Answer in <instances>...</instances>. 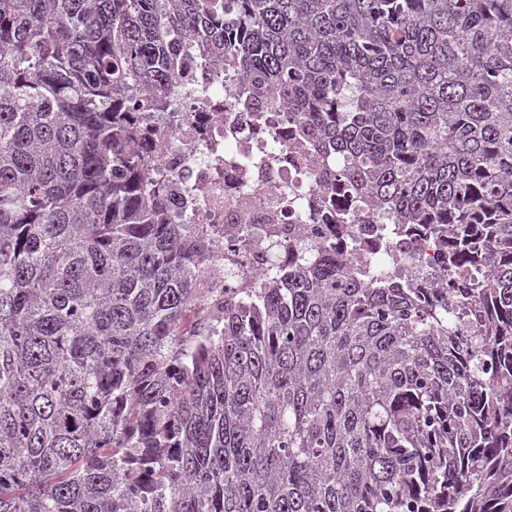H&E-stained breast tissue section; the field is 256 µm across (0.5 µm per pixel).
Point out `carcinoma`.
<instances>
[{
    "instance_id": "obj_1",
    "label": "carcinoma",
    "mask_w": 512,
    "mask_h": 512,
    "mask_svg": "<svg viewBox=\"0 0 512 512\" xmlns=\"http://www.w3.org/2000/svg\"><path fill=\"white\" fill-rule=\"evenodd\" d=\"M228 73L469 338L327 251L205 314L139 116ZM0 512H512V0H0Z\"/></svg>"
}]
</instances>
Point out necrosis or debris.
Instances as JSON below:
<instances>
[{"label": "necrosis or debris", "mask_w": 512, "mask_h": 512, "mask_svg": "<svg viewBox=\"0 0 512 512\" xmlns=\"http://www.w3.org/2000/svg\"><path fill=\"white\" fill-rule=\"evenodd\" d=\"M241 83L225 79L204 102L142 114L156 131L151 174L173 184L174 223L193 224L213 244L210 286L218 296L255 287L270 264L333 250L352 265L407 277L422 300L451 301L443 244L422 224L369 223L318 172L298 128L281 112H252Z\"/></svg>", "instance_id": "necrosis-or-debris-1"}]
</instances>
